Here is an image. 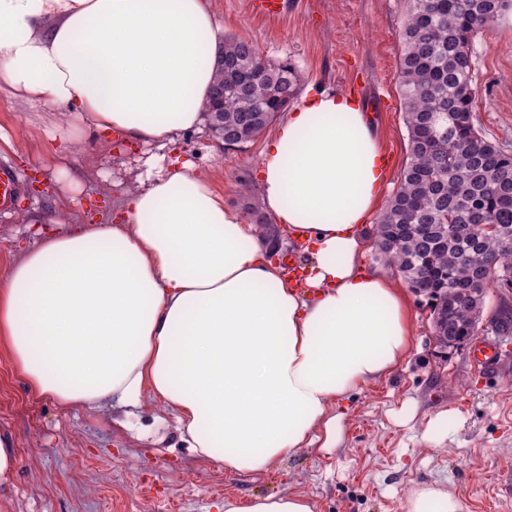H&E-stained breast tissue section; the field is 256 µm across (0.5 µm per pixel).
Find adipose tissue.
Wrapping results in <instances>:
<instances>
[{
	"label": "adipose tissue",
	"mask_w": 512,
	"mask_h": 512,
	"mask_svg": "<svg viewBox=\"0 0 512 512\" xmlns=\"http://www.w3.org/2000/svg\"><path fill=\"white\" fill-rule=\"evenodd\" d=\"M224 45L212 0H0V96L77 110L84 128L170 144L204 123ZM383 158L358 103L306 96L258 163L266 211L313 248L304 290L276 243L226 208L192 165L130 192L117 223L41 233L0 284V346L29 391L64 411L132 413L145 398L225 471L262 474L299 448L329 453L336 404L391 375L411 344L398 283L361 267L358 229L381 201ZM405 512H464L436 485ZM224 512H315L288 492Z\"/></svg>",
	"instance_id": "1"
}]
</instances>
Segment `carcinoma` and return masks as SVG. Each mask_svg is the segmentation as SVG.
Listing matches in <instances>:
<instances>
[{
	"label": "carcinoma",
	"instance_id": "1",
	"mask_svg": "<svg viewBox=\"0 0 512 512\" xmlns=\"http://www.w3.org/2000/svg\"><path fill=\"white\" fill-rule=\"evenodd\" d=\"M398 80L407 162L375 228L378 259L394 268L430 314L448 309L454 336L483 321L451 308L462 288L512 282V154L483 135L473 113V40L512 11V0H405ZM303 85L291 62H271L255 45L224 38L212 98L224 94L222 119L208 129L224 148L255 141L286 111ZM487 328L512 335V311Z\"/></svg>",
	"mask_w": 512,
	"mask_h": 512
}]
</instances>
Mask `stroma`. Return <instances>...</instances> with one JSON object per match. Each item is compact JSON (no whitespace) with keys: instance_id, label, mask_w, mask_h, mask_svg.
I'll use <instances>...</instances> for the list:
<instances>
[{"instance_id":"stroma-1","label":"stroma","mask_w":512,"mask_h":512,"mask_svg":"<svg viewBox=\"0 0 512 512\" xmlns=\"http://www.w3.org/2000/svg\"><path fill=\"white\" fill-rule=\"evenodd\" d=\"M287 11L257 17L253 0H212L225 35L253 42L265 58L291 60L304 91L352 94L375 129L386 160L383 190L392 193L407 161L398 81L404 0H286ZM475 119L512 154V16L473 43ZM73 112L31 111L0 97V166L21 185L0 207V284L38 239L33 213H53L60 226L81 214H119L148 170L192 162L238 211L260 207L258 161L267 139L225 148L208 128L158 148L89 136L54 154L49 134L77 121ZM86 177L71 194L60 171ZM411 349L389 377L345 398L342 441L333 453L301 448L276 469L231 474L180 447L172 416L146 400L131 415L104 403L64 413L34 397L0 348V429L14 439L17 460L0 487V512H224V500L303 492L317 512H403L419 484L441 487L464 512H512V336L479 330L477 340L500 352L494 369L471 361V346L441 348L431 338L429 312L410 299ZM451 412L455 425L440 442L422 438L428 419Z\"/></svg>"}]
</instances>
